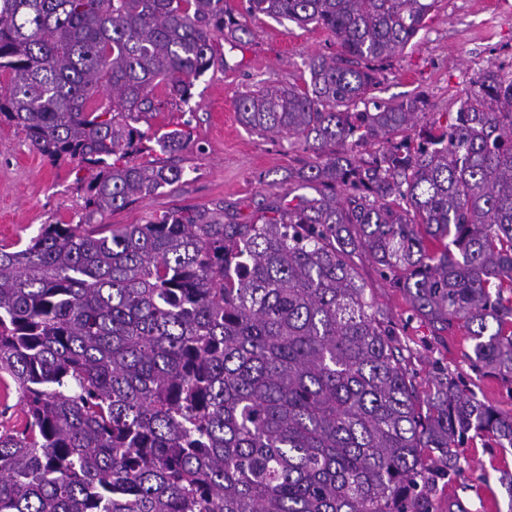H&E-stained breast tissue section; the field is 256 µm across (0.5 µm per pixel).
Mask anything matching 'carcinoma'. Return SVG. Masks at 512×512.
<instances>
[{
    "instance_id": "obj_1",
    "label": "carcinoma",
    "mask_w": 512,
    "mask_h": 512,
    "mask_svg": "<svg viewBox=\"0 0 512 512\" xmlns=\"http://www.w3.org/2000/svg\"><path fill=\"white\" fill-rule=\"evenodd\" d=\"M437 2L0 0V123L93 171L77 223L0 244V380L24 414L0 429V512H438L468 442L512 449V412L453 375L420 395L351 264L512 378V71L482 73L449 125L422 95L373 96ZM260 15L338 47L236 103L314 152L292 200L253 224L215 204L102 234L96 216L187 176L185 132L138 124ZM146 141L166 158L135 163Z\"/></svg>"
}]
</instances>
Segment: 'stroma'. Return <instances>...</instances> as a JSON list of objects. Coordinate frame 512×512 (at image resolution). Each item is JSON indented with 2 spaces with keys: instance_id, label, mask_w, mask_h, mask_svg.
Listing matches in <instances>:
<instances>
[{
  "instance_id": "obj_1",
  "label": "stroma",
  "mask_w": 512,
  "mask_h": 512,
  "mask_svg": "<svg viewBox=\"0 0 512 512\" xmlns=\"http://www.w3.org/2000/svg\"><path fill=\"white\" fill-rule=\"evenodd\" d=\"M249 26L251 36L236 46L215 36L224 67L196 81L188 104L167 106L151 121L156 131L189 132L190 146L179 157L189 173L186 182L106 215L104 223L140 224L151 215L220 202L225 217L249 224L287 193L289 170L311 161V151L295 140L242 127L235 102L259 82L302 84L310 58L334 54V40L320 27L265 16ZM496 68L512 70V0H439L425 29L386 67L376 94L391 103L423 95L433 117L450 120L471 82ZM90 177L78 163L51 164L24 134L0 124V241L26 242L42 225L75 219ZM352 265L407 347V366L420 391H428L442 367L461 377L478 399L512 410V381L472 369L463 330L434 334L424 319L412 316L404 295L389 287L374 265L357 256ZM465 454L464 477L437 495L441 512L454 495L470 512H512V450L485 437L470 443Z\"/></svg>"
}]
</instances>
